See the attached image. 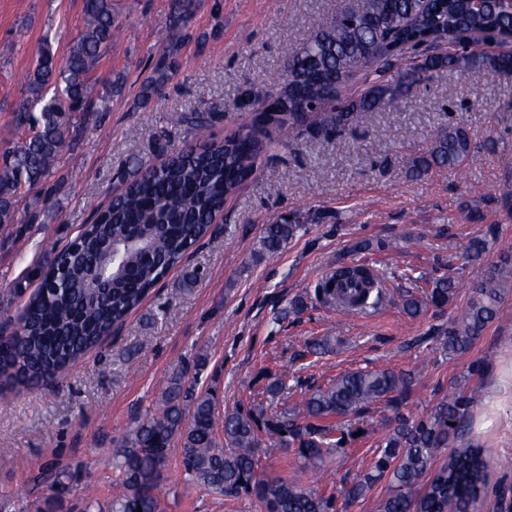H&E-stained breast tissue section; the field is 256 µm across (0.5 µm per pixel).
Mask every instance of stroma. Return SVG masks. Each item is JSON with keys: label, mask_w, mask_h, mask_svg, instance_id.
I'll use <instances>...</instances> for the list:
<instances>
[{"label": "stroma", "mask_w": 512, "mask_h": 512, "mask_svg": "<svg viewBox=\"0 0 512 512\" xmlns=\"http://www.w3.org/2000/svg\"><path fill=\"white\" fill-rule=\"evenodd\" d=\"M347 0H193L182 26L181 65L161 91L143 97L151 59L172 36V0H112L120 35L91 76L107 90L106 109L90 113L70 145L72 165L53 173L48 195L18 204L17 224L0 233V328L17 315L51 259L90 223L95 207L125 186L126 162L158 164L186 145L222 139L246 112L234 110L246 86L268 88L282 65V50L298 46ZM82 0H0V146L20 141L12 112L27 102V75L43 52L67 56L83 27ZM116 88H109L111 79ZM199 106L212 118L202 127L170 123L174 112ZM462 122L479 150L463 167L430 168L413 175L416 158L436 130ZM512 153V72L480 80L441 71L413 88L401 111L358 115L350 134L324 140L309 133L276 144L253 175L224 204L214 227L217 244L201 242L172 269L120 330L104 338L59 383L19 386L0 396V512H34L30 480L60 465L77 490H101L118 476L112 450L145 414L157 411L173 374L195 392L217 397V414L259 400L267 413L293 409L301 393L349 370L417 371L408 399L412 415L426 413L458 388H476L470 436L491 459L488 488L476 512H497V491L512 488V293L461 356L413 346L414 337L447 325L466 305L476 274L465 263L469 239L491 235L487 261L512 253V205L501 194L512 171L500 163ZM299 229L273 257H257L271 217ZM372 249L361 250V241ZM377 270L385 302L363 312L319 303V282L336 264ZM454 280L443 309L422 317L403 314L402 293L422 292L430 279ZM303 300L302 311L290 308ZM315 337L329 350L298 358ZM482 375H469L473 361ZM287 368V388L263 392L270 375ZM375 452L365 436L325 458L322 465L282 468L287 456L276 437L264 436L260 469L309 487L326 476L335 492L362 477ZM174 445L164 474L163 512H263L250 495L227 497L189 480Z\"/></svg>", "instance_id": "1"}]
</instances>
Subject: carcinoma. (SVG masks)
<instances>
[{
    "instance_id": "1",
    "label": "carcinoma",
    "mask_w": 512,
    "mask_h": 512,
    "mask_svg": "<svg viewBox=\"0 0 512 512\" xmlns=\"http://www.w3.org/2000/svg\"><path fill=\"white\" fill-rule=\"evenodd\" d=\"M85 28L62 62L47 52L28 75L34 104L13 112L12 123L25 132L21 141L0 149V228L17 223L19 199L44 184L69 162L66 147L81 126V118L105 97L96 96L91 72L119 29L112 0H83ZM493 30L512 36V0H500L481 11L471 0H353V5L317 25L297 47L283 54L278 83L261 92L245 91L239 107L251 109L252 120L219 141L170 155L159 165L132 162L125 191L94 221L54 254L40 273L39 291L21 307L15 330L0 341V389L49 385L97 346L115 325L136 310L152 288L187 251L210 231L213 215L247 180L256 158L270 149L257 129L274 126L291 133L319 122L311 133L329 138L350 127L355 113L397 111L411 89L437 71H512V55L480 48L441 51L421 48L427 42H452L464 32ZM380 66L386 75L362 91L343 95L345 83L357 72ZM179 67V45L161 49L160 72ZM54 95L45 99V91ZM210 112L193 108L175 112L176 124L201 126ZM464 126L440 127L419 170L435 165L464 166L477 151ZM298 230L296 224L267 225L258 255L280 252ZM487 237L471 239L465 258L481 266L472 281L464 310L448 328L424 336L419 344L436 341L450 357L470 351L484 329L498 318L505 296L512 291V258L484 262ZM456 285L435 278L420 294H402L403 312L414 318L452 300ZM321 302L358 310L377 305L384 289L369 267H343L317 288ZM416 375L387 368L348 371L327 386L305 394L290 414L269 415L257 405L224 413V442L215 430L216 404L211 394L185 388L182 376L167 380L159 411L138 421L113 449L118 481L116 495L85 494L80 512H162L160 488L175 439L182 443L181 464L189 479L220 494L244 492L255 496L264 512H337L335 493L306 489L284 478L259 472L260 433L275 434L296 459L314 464L355 439L346 425L364 427V415L385 402L393 417L378 436V455L370 469L342 488L353 502L381 480L389 494L379 512H471L488 485L486 451L467 438L477 391L451 393L420 417L405 412V399ZM450 452L427 478L442 449ZM35 483L48 484L50 494L38 501L37 512H60L71 495L66 470H43Z\"/></svg>"
}]
</instances>
